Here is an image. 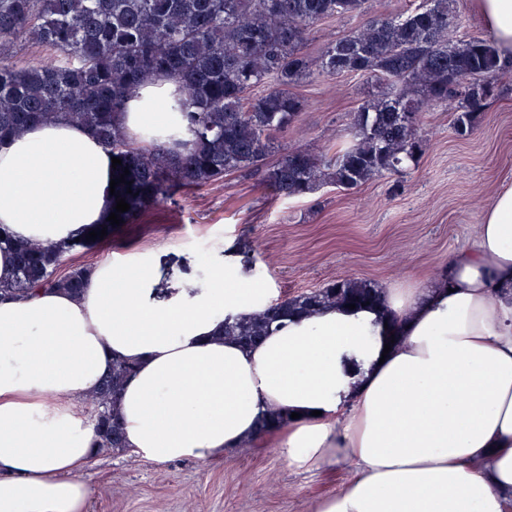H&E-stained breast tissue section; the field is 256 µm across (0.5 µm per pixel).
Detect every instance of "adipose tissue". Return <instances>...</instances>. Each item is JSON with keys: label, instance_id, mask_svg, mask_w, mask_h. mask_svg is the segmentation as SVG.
<instances>
[{"label": "adipose tissue", "instance_id": "ef3b65f1", "mask_svg": "<svg viewBox=\"0 0 512 512\" xmlns=\"http://www.w3.org/2000/svg\"><path fill=\"white\" fill-rule=\"evenodd\" d=\"M477 6L512 52V0ZM111 157L76 123L28 127L0 146V228L60 244L105 224ZM265 305L221 256L202 283L155 256L99 262L77 295L0 299V512H87L84 404L119 359L136 365L116 400L136 459L205 462L286 413L272 438L289 466L351 473L314 512H512V185L425 287L225 339V316Z\"/></svg>", "mask_w": 512, "mask_h": 512}]
</instances>
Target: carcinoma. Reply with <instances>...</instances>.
Segmentation results:
<instances>
[{
  "mask_svg": "<svg viewBox=\"0 0 512 512\" xmlns=\"http://www.w3.org/2000/svg\"><path fill=\"white\" fill-rule=\"evenodd\" d=\"M367 0H0V51L21 41L54 47L60 60L17 69L0 59V141L66 119L90 129L122 164L115 194L130 204L160 202L175 189L202 187L235 173H263L279 197H306L324 186L359 188L400 173L423 151L422 113H454L456 131H472L475 113L495 95L506 69L491 39L451 40L453 0H422L393 17L370 16L310 59L304 42L326 19L362 16ZM357 74L392 90L351 114V142L327 157L295 148L272 164L277 135L297 123L305 101L290 91L315 73ZM174 86L170 119L134 134L118 122L143 90ZM129 174H124V169ZM132 193H127V190ZM67 245L11 243L16 277L0 293L38 288L78 293L85 268L59 274ZM378 299L364 280L268 304L249 319L224 318V335L251 345L291 315L329 305L359 308ZM131 366L112 364L93 399L98 452L124 447L109 403Z\"/></svg>",
  "mask_w": 512,
  "mask_h": 512,
  "instance_id": "carcinoma-1",
  "label": "carcinoma"
}]
</instances>
